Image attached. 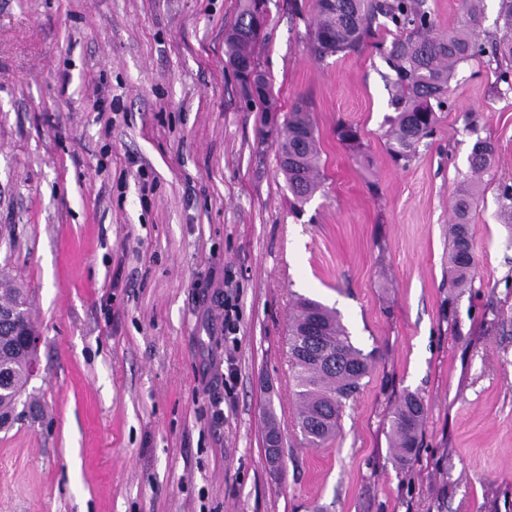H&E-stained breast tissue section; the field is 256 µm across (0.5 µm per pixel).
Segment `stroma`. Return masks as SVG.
Here are the masks:
<instances>
[{"instance_id":"1","label":"stroma","mask_w":512,"mask_h":512,"mask_svg":"<svg viewBox=\"0 0 512 512\" xmlns=\"http://www.w3.org/2000/svg\"><path fill=\"white\" fill-rule=\"evenodd\" d=\"M240 0H0V268L28 292L39 372L0 430V512H512V92L459 65L405 165L389 67L317 59L314 0H267L272 111L240 108L224 33ZM308 107L320 190L279 168ZM359 131V145L336 128ZM496 153L480 178L477 139ZM475 183L471 288L448 280ZM374 353L336 440L305 444L288 361L297 297ZM232 299L236 329L224 330ZM424 403L393 462L391 406ZM282 437L269 473L268 422Z\"/></svg>"}]
</instances>
